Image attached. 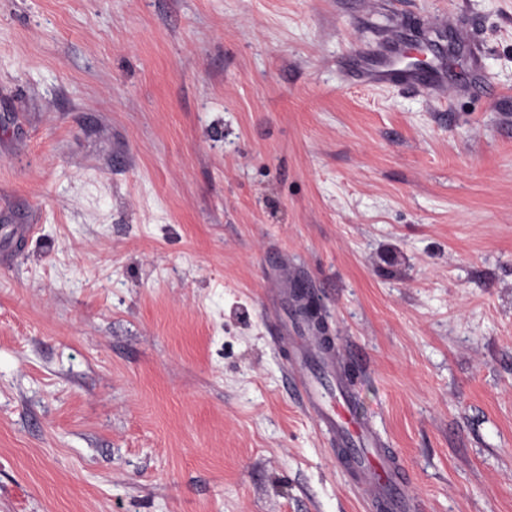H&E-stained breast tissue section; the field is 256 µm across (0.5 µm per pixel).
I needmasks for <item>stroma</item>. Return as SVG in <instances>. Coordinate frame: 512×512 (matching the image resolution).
Returning <instances> with one entry per match:
<instances>
[{
  "instance_id": "35a3bbf8",
  "label": "stroma",
  "mask_w": 512,
  "mask_h": 512,
  "mask_svg": "<svg viewBox=\"0 0 512 512\" xmlns=\"http://www.w3.org/2000/svg\"><path fill=\"white\" fill-rule=\"evenodd\" d=\"M301 288L416 512H512V0H0V512H374ZM296 344L290 389L316 416L326 438L350 449L338 458V464L369 494L376 512H412L415 505L408 490V472L383 447L374 427L357 418L353 381L336 365L331 341L322 336H296Z\"/></svg>"
}]
</instances>
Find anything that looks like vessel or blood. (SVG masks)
Here are the masks:
<instances>
[{
    "mask_svg": "<svg viewBox=\"0 0 512 512\" xmlns=\"http://www.w3.org/2000/svg\"><path fill=\"white\" fill-rule=\"evenodd\" d=\"M290 389L313 413L326 438L348 448L339 465L369 494L375 512H412L408 472L399 465L374 427L357 418L353 382L336 364L333 344L322 337L296 339Z\"/></svg>",
    "mask_w": 512,
    "mask_h": 512,
    "instance_id": "vessel-or-blood-1",
    "label": "vessel or blood"
}]
</instances>
